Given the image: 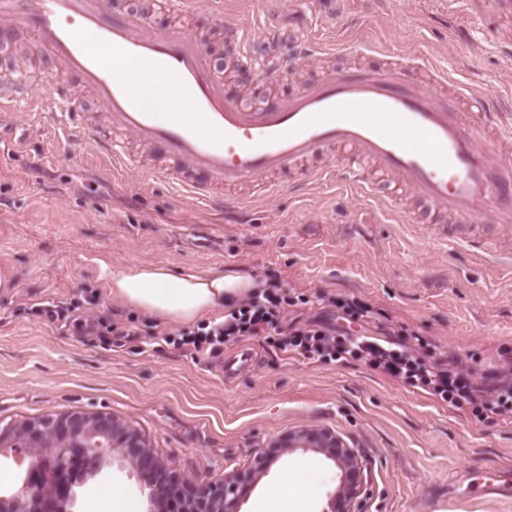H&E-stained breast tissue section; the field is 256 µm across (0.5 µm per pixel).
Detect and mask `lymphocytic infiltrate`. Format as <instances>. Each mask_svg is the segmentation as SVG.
Here are the masks:
<instances>
[{
    "instance_id": "1",
    "label": "lymphocytic infiltrate",
    "mask_w": 512,
    "mask_h": 512,
    "mask_svg": "<svg viewBox=\"0 0 512 512\" xmlns=\"http://www.w3.org/2000/svg\"><path fill=\"white\" fill-rule=\"evenodd\" d=\"M296 301L293 292L274 279L231 307L222 322L205 323L188 332H167L162 339L166 344L190 347L198 353H215L245 339L260 337L283 353L308 361L364 363L382 376L480 422L512 414V380H507L500 370L487 372L485 383H477L471 372L454 361L425 358L422 351L427 340L410 332L387 341L365 331L353 335L318 323L282 328L277 320L280 310Z\"/></svg>"
}]
</instances>
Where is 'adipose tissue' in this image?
<instances>
[{
  "mask_svg": "<svg viewBox=\"0 0 512 512\" xmlns=\"http://www.w3.org/2000/svg\"><path fill=\"white\" fill-rule=\"evenodd\" d=\"M104 276L115 299L132 309L177 323H192L251 291L250 278L181 273L160 264L137 265Z\"/></svg>",
  "mask_w": 512,
  "mask_h": 512,
  "instance_id": "adipose-tissue-1",
  "label": "adipose tissue"
}]
</instances>
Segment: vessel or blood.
<instances>
[{"mask_svg": "<svg viewBox=\"0 0 512 512\" xmlns=\"http://www.w3.org/2000/svg\"><path fill=\"white\" fill-rule=\"evenodd\" d=\"M162 6L164 22L125 0H0V47L24 32L57 69L78 77L96 110L51 91L33 99L17 74L0 77V106L30 102L47 118L68 116L75 135L116 166L136 164L127 140L153 148L167 164L149 177L230 212L247 205L235 188L270 194L282 173L335 155L360 195L391 203L376 189L386 176L427 205L436 223L490 224L512 235V157L497 148L512 140V125L491 97L462 88L447 94V73L415 56L335 71L286 100L254 105L225 88L211 49L188 28L194 0ZM213 20L227 43L254 53L248 27L220 12ZM100 46L148 75L149 89L136 92L128 77L108 70ZM174 101L186 111L158 112V103Z\"/></svg>", "mask_w": 512, "mask_h": 512, "instance_id": "vessel-or-blood-1", "label": "vessel or blood"}]
</instances>
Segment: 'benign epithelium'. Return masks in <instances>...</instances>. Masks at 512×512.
I'll return each instance as SVG.
<instances>
[{
  "mask_svg": "<svg viewBox=\"0 0 512 512\" xmlns=\"http://www.w3.org/2000/svg\"><path fill=\"white\" fill-rule=\"evenodd\" d=\"M290 448L316 447L343 474L329 502L328 512H351L358 494L354 453L329 434L301 432L291 435ZM7 453L27 464L21 488L0 495V512H65L71 500V474L83 466L97 473L114 457L130 464L151 489L156 512H166L167 498H179L185 512H238L245 492L257 475L269 467V455L260 451L255 468L198 484L175 469L172 462L155 455L139 433L103 413H70L0 427V454Z\"/></svg>",
  "mask_w": 512,
  "mask_h": 512,
  "instance_id": "1",
  "label": "benign epithelium"
}]
</instances>
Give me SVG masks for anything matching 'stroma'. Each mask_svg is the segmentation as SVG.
I'll return each mask as SVG.
<instances>
[{
	"label": "stroma",
	"instance_id": "35a3bbf8",
	"mask_svg": "<svg viewBox=\"0 0 512 512\" xmlns=\"http://www.w3.org/2000/svg\"><path fill=\"white\" fill-rule=\"evenodd\" d=\"M219 7L246 23L257 45L273 23L282 38L260 73L213 35L232 92L273 103L334 70L422 54L462 87L496 98L512 122V9L502 0H471L462 12L448 0H196V26L208 27ZM302 34L332 42L330 54L289 57L287 38ZM11 65L30 71L33 96L80 92L25 37ZM64 130L34 112L0 111V268L14 280L0 289V426L108 414L200 483L250 470L257 450L274 451L241 512H256L287 472L316 480L305 510L325 512L339 468L318 449L275 444L329 432L356 454L357 512H512V496L478 486L486 468L512 473V417L479 423L365 365L313 363L260 338L216 355L160 343L176 323L114 299L102 277L137 264L274 275L302 297L281 324L324 315L357 331L360 323L326 314L323 304L352 295L374 308L377 337L407 328L480 375L512 352V268L482 258L499 249L496 237L469 227L467 249L443 240L441 225L398 223L373 200L321 179V159L306 182L282 177L271 196L249 189L256 202L242 223L177 184L147 181L143 170L110 169L103 153ZM53 305L67 308V319L49 321L42 310ZM110 323L135 328L137 339L116 345L104 333ZM243 348L251 362L225 377V361ZM112 484L141 488L130 465L114 462L74 484L71 512H86L92 492Z\"/></svg>",
	"mask_w": 512,
	"mask_h": 512
}]
</instances>
